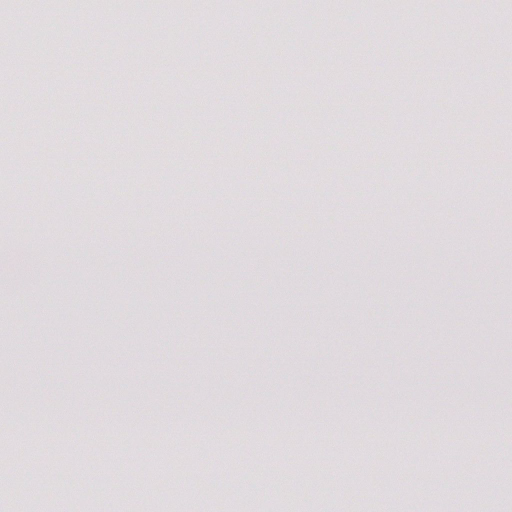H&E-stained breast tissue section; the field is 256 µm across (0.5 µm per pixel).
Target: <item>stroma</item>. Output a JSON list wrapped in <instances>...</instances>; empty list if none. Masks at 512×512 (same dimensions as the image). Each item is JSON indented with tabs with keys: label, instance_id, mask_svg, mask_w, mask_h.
Here are the masks:
<instances>
[{
	"label": "stroma",
	"instance_id": "35a3bbf8",
	"mask_svg": "<svg viewBox=\"0 0 512 512\" xmlns=\"http://www.w3.org/2000/svg\"><path fill=\"white\" fill-rule=\"evenodd\" d=\"M258 6L287 28L245 27ZM72 9L55 51L0 72V261L31 266L0 281V412L65 408L57 424L31 416L21 449L0 420V512H138L147 496L155 512H192L204 495L215 512H363L370 499L383 512H512L504 470L489 474L493 493L470 495L486 458L512 453V416L457 412L512 397V153L499 149L512 140V0H471L481 57L444 38L448 0H410L403 15L351 0ZM132 14L144 43L125 38ZM165 28L192 66L170 69L152 39ZM478 186L496 201L490 237L471 232L486 218ZM31 190L41 207L23 204ZM237 224L329 231L287 258L271 236L225 243ZM460 237L482 265L462 263ZM372 398L421 444L396 450L392 473L368 462L378 480L356 484L339 448L375 420ZM256 401L292 413L245 441L207 431L210 408ZM174 406L194 420V466L175 433L144 426L90 465L87 423ZM60 430L65 449L50 452ZM413 482L430 493L407 498Z\"/></svg>",
	"mask_w": 512,
	"mask_h": 512
}]
</instances>
